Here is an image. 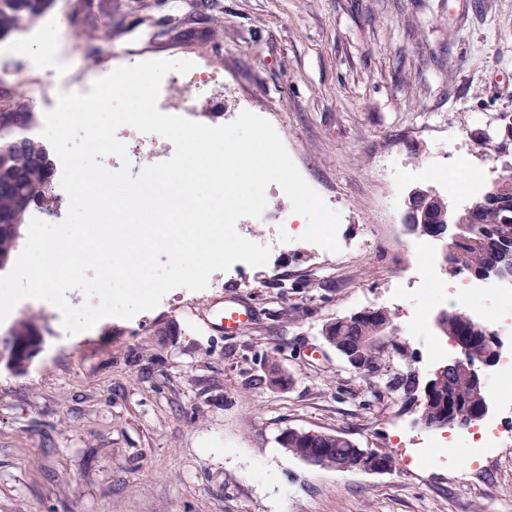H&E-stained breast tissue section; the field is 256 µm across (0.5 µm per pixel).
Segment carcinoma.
Returning a JSON list of instances; mask_svg holds the SVG:
<instances>
[{
	"mask_svg": "<svg viewBox=\"0 0 512 512\" xmlns=\"http://www.w3.org/2000/svg\"><path fill=\"white\" fill-rule=\"evenodd\" d=\"M53 0H0V39L43 15ZM31 113L0 112V130L6 126H25ZM54 171L47 147L39 140L0 135V270L8 263L20 238V227L42 201L50 189ZM476 229L487 225L492 234L475 243L456 242L449 256L452 275L475 273L493 265L499 258V242L505 240L512 246V210L495 205L486 207L479 216ZM476 321L465 311L448 314V337L455 341L463 336H473ZM377 324L362 318L350 325L336 324V337L343 342L361 346L367 369L361 371L366 380L379 379L383 388L399 392L409 399L411 383L406 371L383 373L382 357L386 349L397 350L398 341L390 336L385 344L373 341ZM478 410L471 399L469 378L463 374L443 377L436 386L433 399L419 404V423L430 427L442 415L452 420L459 416L470 419ZM313 448L326 449L325 468L339 472H351L359 453L356 445L347 441L328 442L321 437L306 435L288 438V452L301 456Z\"/></svg>",
	"mask_w": 512,
	"mask_h": 512,
	"instance_id": "cac0c4a2",
	"label": "carcinoma"
}]
</instances>
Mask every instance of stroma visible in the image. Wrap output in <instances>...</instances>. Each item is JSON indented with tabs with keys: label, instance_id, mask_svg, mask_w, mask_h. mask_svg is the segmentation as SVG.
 <instances>
[{
	"label": "stroma",
	"instance_id": "stroma-1",
	"mask_svg": "<svg viewBox=\"0 0 512 512\" xmlns=\"http://www.w3.org/2000/svg\"><path fill=\"white\" fill-rule=\"evenodd\" d=\"M61 23L62 81L81 64L204 59L224 71L218 124L269 121L310 187L339 213V251L298 240L277 185L252 241L268 263L177 288L132 319L67 334L59 310L18 303L0 322V512H512V395L490 416L488 458L469 430L427 428L321 336L326 321L383 307L406 362L427 373L458 350L435 327L458 277L423 289L404 215L417 186L442 190L448 152L486 182L512 172V0H54L11 33ZM253 320L227 335L215 311ZM32 328L26 369L12 330ZM289 384H266L270 363ZM342 432L391 452L385 474L305 464L286 428Z\"/></svg>",
	"mask_w": 512,
	"mask_h": 512
}]
</instances>
